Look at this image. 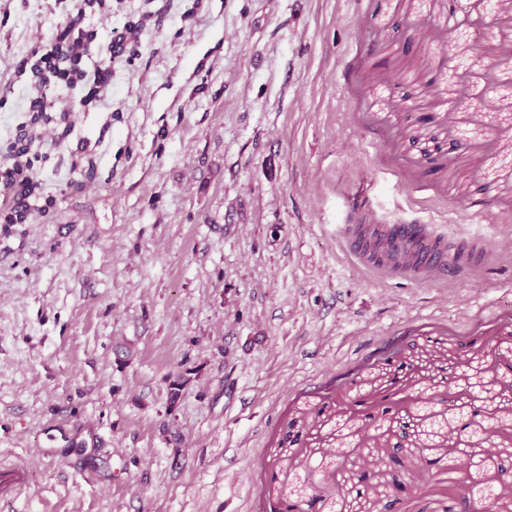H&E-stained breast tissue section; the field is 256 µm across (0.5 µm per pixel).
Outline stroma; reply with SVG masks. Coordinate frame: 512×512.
<instances>
[{"label":"stroma","instance_id":"stroma-1","mask_svg":"<svg viewBox=\"0 0 512 512\" xmlns=\"http://www.w3.org/2000/svg\"><path fill=\"white\" fill-rule=\"evenodd\" d=\"M65 8L0 0V149L27 109L14 64ZM136 22L111 94L53 89L72 132L30 143L35 209L0 220V461L30 467L0 512H387L399 424L352 403L400 352L402 453L439 465L396 512H446L463 484L512 512L490 483L512 472V0H112L86 67ZM355 206L481 237L485 264L360 268L337 237ZM447 391L488 410L464 435Z\"/></svg>","mask_w":512,"mask_h":512}]
</instances>
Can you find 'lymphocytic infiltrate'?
<instances>
[{"instance_id": "lymphocytic-infiltrate-1", "label": "lymphocytic infiltrate", "mask_w": 512, "mask_h": 512, "mask_svg": "<svg viewBox=\"0 0 512 512\" xmlns=\"http://www.w3.org/2000/svg\"><path fill=\"white\" fill-rule=\"evenodd\" d=\"M109 0H72L74 12L57 29L50 40L31 55L19 59L15 73L24 78L27 88V111L39 117L51 111H58L59 124H67L68 110H56L49 92L52 87H82L80 105H88L109 89L112 81V62L127 56L139 42L137 25L125 26L116 32L107 47L106 56L93 69H86L84 59L90 51L95 35L82 25L88 8H106ZM31 162L17 161L11 167L0 170V217L5 222L24 220L30 211Z\"/></svg>"}]
</instances>
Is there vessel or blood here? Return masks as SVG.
I'll use <instances>...</instances> for the list:
<instances>
[{
  "instance_id": "vessel-or-blood-1",
  "label": "vessel or blood",
  "mask_w": 512,
  "mask_h": 512,
  "mask_svg": "<svg viewBox=\"0 0 512 512\" xmlns=\"http://www.w3.org/2000/svg\"><path fill=\"white\" fill-rule=\"evenodd\" d=\"M339 240L344 250L368 268L387 276L422 279L434 274L445 276L481 264L483 242L475 237L448 241L434 225H367L360 221L340 225ZM28 482L26 463L17 462L0 470V489L21 490Z\"/></svg>"
}]
</instances>
